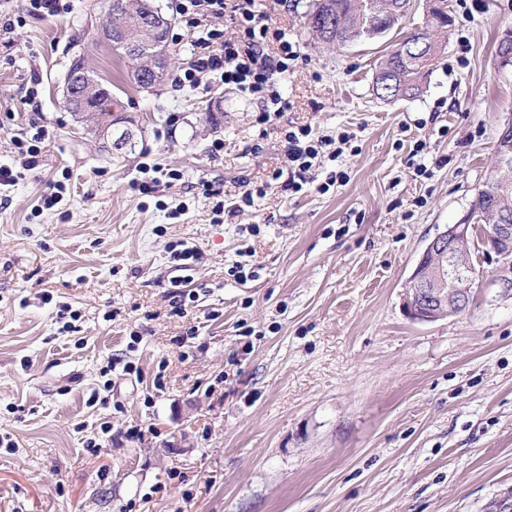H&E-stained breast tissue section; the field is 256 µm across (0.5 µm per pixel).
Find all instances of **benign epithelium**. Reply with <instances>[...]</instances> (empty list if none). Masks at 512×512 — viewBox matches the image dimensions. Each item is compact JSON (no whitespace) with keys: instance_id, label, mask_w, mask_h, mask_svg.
Here are the masks:
<instances>
[{"instance_id":"benign-epithelium-1","label":"benign epithelium","mask_w":512,"mask_h":512,"mask_svg":"<svg viewBox=\"0 0 512 512\" xmlns=\"http://www.w3.org/2000/svg\"><path fill=\"white\" fill-rule=\"evenodd\" d=\"M488 218V223L477 224L467 213L429 240L404 288L403 307L411 319L434 322L469 307L477 279L470 253L479 230L492 242L494 260L501 269L500 287L506 292L512 289V224L501 223L502 214L495 208L488 210ZM490 510L512 512V488L496 495Z\"/></svg>"}]
</instances>
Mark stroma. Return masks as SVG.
<instances>
[{
  "instance_id": "obj_1",
  "label": "stroma",
  "mask_w": 512,
  "mask_h": 512,
  "mask_svg": "<svg viewBox=\"0 0 512 512\" xmlns=\"http://www.w3.org/2000/svg\"><path fill=\"white\" fill-rule=\"evenodd\" d=\"M69 4L0 43V166L19 165L14 137L48 131L38 167L0 199V438L14 442L0 446V512H482L512 487V293L495 260L476 247L461 315L418 323L402 306L512 118V67L496 59L512 0H450L426 86L392 102L372 91L385 40L326 48L312 0H266L299 59L280 85L288 110L264 125L237 87L178 82L186 40L164 82L138 88L103 34L107 0ZM76 57L121 100L135 153L65 108ZM293 123L352 134L324 163L346 181L272 188L214 223L219 194L282 166ZM145 166L181 178L145 195ZM61 173L64 199L33 215ZM177 242L199 251L183 314ZM64 306L80 313L70 332Z\"/></svg>"
}]
</instances>
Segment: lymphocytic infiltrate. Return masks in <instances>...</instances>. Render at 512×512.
<instances>
[{
  "mask_svg": "<svg viewBox=\"0 0 512 512\" xmlns=\"http://www.w3.org/2000/svg\"><path fill=\"white\" fill-rule=\"evenodd\" d=\"M172 9L191 38L180 83L197 86L215 77L236 86L259 101L260 125L287 109L277 86L293 70L298 54L285 31L271 29L260 0H172ZM284 140L286 164L271 176L282 190L296 194L314 185L325 191L345 180L342 171L319 180L317 161L327 141L313 135L311 126H289Z\"/></svg>",
  "mask_w": 512,
  "mask_h": 512,
  "instance_id": "obj_1",
  "label": "lymphocytic infiltrate"
}]
</instances>
